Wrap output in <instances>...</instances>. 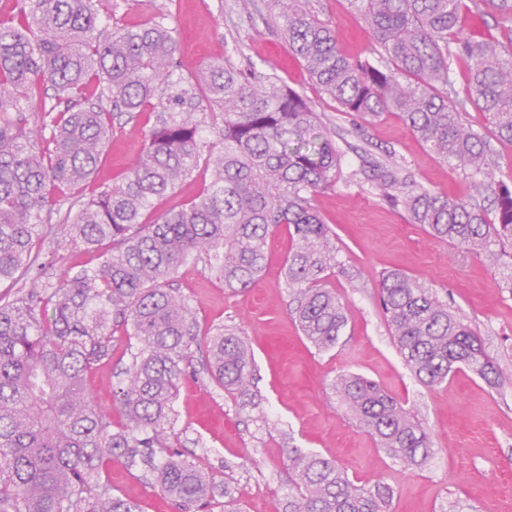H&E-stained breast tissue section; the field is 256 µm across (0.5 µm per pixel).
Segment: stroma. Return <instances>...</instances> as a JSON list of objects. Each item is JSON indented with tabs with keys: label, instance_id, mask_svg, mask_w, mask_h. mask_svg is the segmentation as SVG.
<instances>
[{
	"label": "stroma",
	"instance_id": "obj_1",
	"mask_svg": "<svg viewBox=\"0 0 512 512\" xmlns=\"http://www.w3.org/2000/svg\"><path fill=\"white\" fill-rule=\"evenodd\" d=\"M259 3L102 0V11L117 26L165 16L178 41L182 77L227 55L239 67L275 74L315 102L343 153L335 185L312 201L330 227L338 261L322 285L348 308L336 347L315 348L290 315L283 275L293 247L287 227L270 232L263 272L236 294L210 275L204 261L187 260L171 288L194 309L200 337L220 328L244 336L255 387L250 399L227 393L203 371L200 352L192 351L193 370L179 384L170 441L228 485L242 512H285L295 491L288 470L295 448L333 460L355 483L391 485L393 512H512V377L493 388L464 368L447 383L422 384L399 355L378 300L382 275L404 272L447 301L478 333L490 358L512 366V244L474 254L431 238L402 206L390 204L371 178L372 161H395L408 182L451 199L469 195L470 179L431 153L396 114L364 119L341 111L311 79L279 26L265 23ZM302 3L330 23L347 57L369 56L372 43L349 0ZM460 120L487 139L495 179L512 178V146L496 140L483 113L469 106ZM155 123V113L146 111L114 124L84 198L122 181ZM129 343L115 333L111 358L86 379L90 394L116 422L121 414L112 390L128 362ZM347 372L374 381L422 423L434 448L425 463L403 466L352 418L336 392L337 377ZM103 476L139 512H179L149 485L142 468L115 462Z\"/></svg>",
	"mask_w": 512,
	"mask_h": 512
}]
</instances>
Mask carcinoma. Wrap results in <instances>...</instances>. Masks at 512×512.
Masks as SVG:
<instances>
[{
	"instance_id": "1",
	"label": "carcinoma",
	"mask_w": 512,
	"mask_h": 512,
	"mask_svg": "<svg viewBox=\"0 0 512 512\" xmlns=\"http://www.w3.org/2000/svg\"><path fill=\"white\" fill-rule=\"evenodd\" d=\"M100 2L20 0L16 13L0 16V283L25 287L0 296V512H136L101 476L120 460L148 468L161 495L186 512L219 494L224 512H239L229 490L171 448L168 429L192 346L204 345V368L231 394L251 390L252 356L242 337L222 329L199 342L194 313L168 282L195 256L225 289L242 292L264 269L271 229L285 225L295 242L284 269L290 315L314 347L336 346L347 309L321 287L335 256L312 197L336 183L342 153L311 102L275 76L226 58L178 78V44L163 17L112 28ZM349 2L382 60L345 56L330 24L297 0H264V10L341 111L397 113L430 152L467 171L474 189H493L491 215L468 197L410 185L391 199L413 223L474 252L512 241V184L492 179L486 143L459 120L470 103L512 145V0H473L495 10L507 44L466 38L462 0ZM461 58L469 61L462 99L453 79ZM198 105L220 119L213 130L222 146L205 158ZM148 107L160 109L158 124L124 180L89 200L76 195L97 171L116 114ZM202 159L210 169L202 195L145 223L154 199ZM373 176L384 190L403 186L391 161L375 162ZM47 238L110 248L96 266L53 284L34 247ZM379 303L420 382L439 385L461 367L493 388L502 382L481 339L431 288L391 272L380 280ZM118 326L137 346L115 390L123 415L116 427L86 375L111 355ZM337 389L403 465L433 454L425 429L375 382L345 373ZM288 460L296 491L286 512H391L390 485H357L335 462L298 449Z\"/></svg>"
}]
</instances>
